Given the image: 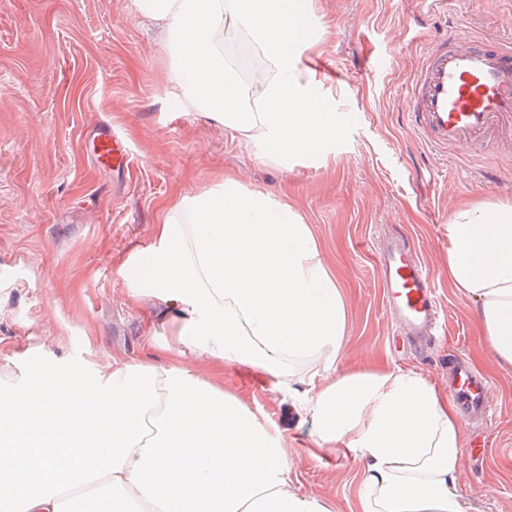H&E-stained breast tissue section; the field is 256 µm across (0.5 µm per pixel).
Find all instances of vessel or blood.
I'll list each match as a JSON object with an SVG mask.
<instances>
[{
    "mask_svg": "<svg viewBox=\"0 0 512 512\" xmlns=\"http://www.w3.org/2000/svg\"><path fill=\"white\" fill-rule=\"evenodd\" d=\"M412 123L435 150L465 152L512 141V46L478 37L463 28L427 42L418 68L404 87ZM97 167L128 168L131 149L111 127L87 142ZM383 300L409 335L434 341L442 332L440 303L419 253L399 239L379 242ZM462 409L486 418L489 390L463 359L452 363L448 388Z\"/></svg>",
    "mask_w": 512,
    "mask_h": 512,
    "instance_id": "1",
    "label": "vessel or blood"
}]
</instances>
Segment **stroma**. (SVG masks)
<instances>
[{"label": "stroma", "instance_id": "stroma-1", "mask_svg": "<svg viewBox=\"0 0 512 512\" xmlns=\"http://www.w3.org/2000/svg\"><path fill=\"white\" fill-rule=\"evenodd\" d=\"M304 17L314 43L296 48L299 64L322 70L314 96L353 122L322 157L281 165L178 106L161 34L135 16L133 0H0V263L27 268L23 282L0 284V380L61 364L93 377L112 361L158 354L169 336L151 306L130 302L123 261L147 255L155 224L182 194L231 176L311 224L347 305L343 367L411 369L444 394L448 357L460 353L486 377L494 417L467 426L457 489L471 512H512V371L492 364L473 303L448 282L446 249L459 204L512 202V150L431 151L403 99L421 50L409 27L433 39L463 21L473 34L512 38V0H466L423 18L413 0H311ZM381 58L382 74L363 81ZM102 125L132 147L121 177L86 153ZM488 166L497 182L482 179ZM376 230L410 237L434 280L447 337L423 354L402 351L386 313ZM221 379L280 421L284 393L233 365ZM307 435H288L292 486L353 512L360 462L311 455Z\"/></svg>", "mask_w": 512, "mask_h": 512}]
</instances>
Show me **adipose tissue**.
<instances>
[{"mask_svg":"<svg viewBox=\"0 0 512 512\" xmlns=\"http://www.w3.org/2000/svg\"><path fill=\"white\" fill-rule=\"evenodd\" d=\"M160 26L187 110L270 155L320 154L329 113L289 46L288 0H134ZM265 61L246 81L225 49ZM147 285L172 341L159 359L114 363L95 382L66 366L0 386V512H64L65 491L134 512H335L290 482V429L316 453L358 457L355 512H467L456 480L465 420L437 387L400 368L343 370L347 307L311 225L233 179L183 196L154 226ZM448 280L473 302L493 361L512 370V203H471L448 226ZM233 364L270 377L291 424L252 412L211 376Z\"/></svg>","mask_w":512,"mask_h":512,"instance_id":"adipose-tissue-1","label":"adipose tissue"}]
</instances>
